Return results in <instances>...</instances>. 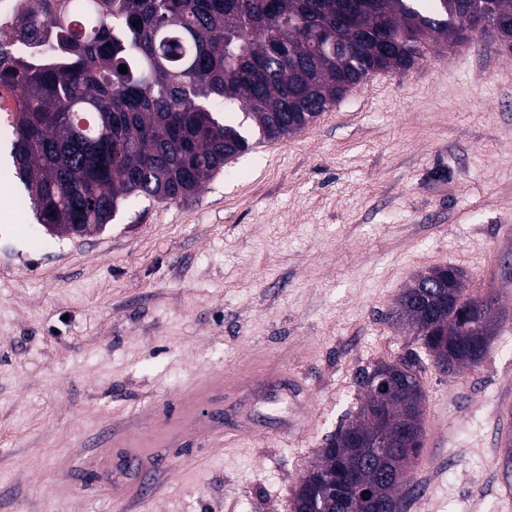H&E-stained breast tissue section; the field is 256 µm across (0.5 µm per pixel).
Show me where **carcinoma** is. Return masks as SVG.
<instances>
[{
	"label": "carcinoma",
	"mask_w": 512,
	"mask_h": 512,
	"mask_svg": "<svg viewBox=\"0 0 512 512\" xmlns=\"http://www.w3.org/2000/svg\"><path fill=\"white\" fill-rule=\"evenodd\" d=\"M478 15L512 49V0H29L0 37V86L17 105L14 177L58 235L109 224L134 196L185 202L252 133L304 130L350 86L413 66L429 41L464 35ZM46 24L61 30V67L12 52L11 38L33 39ZM464 277L451 265L421 273L389 312L436 369L485 360L458 329L498 299L465 296ZM429 365L409 348L362 371L359 414L325 438L293 509L406 512L397 453L375 458L353 439L372 429L368 377L393 371L399 390L379 402L400 416L424 404Z\"/></svg>",
	"instance_id": "cac0c4a2"
}]
</instances>
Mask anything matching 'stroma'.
Returning <instances> with one entry per match:
<instances>
[{"label": "stroma", "instance_id": "35a3bbf8", "mask_svg": "<svg viewBox=\"0 0 512 512\" xmlns=\"http://www.w3.org/2000/svg\"><path fill=\"white\" fill-rule=\"evenodd\" d=\"M0 180V512H122L124 449L107 429L158 426L224 378V440L201 404L190 440L159 449L164 495L131 512H291L326 436L359 411L364 369L414 335L386 321L414 277L465 274L507 321L478 368L427 371L407 512H502L497 405L512 391V50L493 34L430 44L304 131L232 159L187 202L138 198L105 229L59 237ZM305 385L303 407L268 375ZM301 439L277 433L294 414Z\"/></svg>", "mask_w": 512, "mask_h": 512}]
</instances>
